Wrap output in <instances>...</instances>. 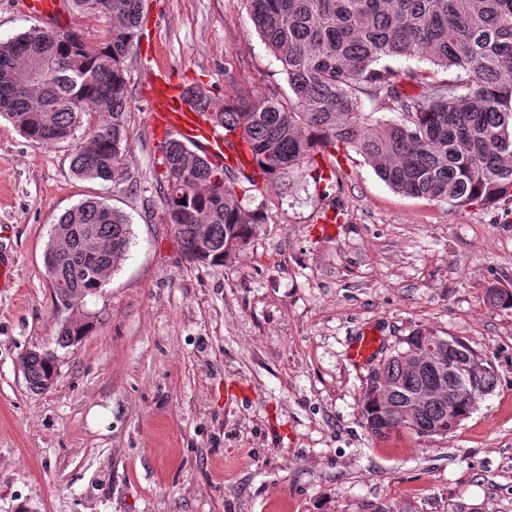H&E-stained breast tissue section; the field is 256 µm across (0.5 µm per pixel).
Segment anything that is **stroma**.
<instances>
[{
  "mask_svg": "<svg viewBox=\"0 0 512 512\" xmlns=\"http://www.w3.org/2000/svg\"><path fill=\"white\" fill-rule=\"evenodd\" d=\"M220 97L272 90L282 66L246 0H146L127 60L130 149L115 183L82 180L72 148L28 142L0 117V512H512V198L460 209L392 190L355 152L319 156L326 188L294 176L252 192L265 222L221 265L188 261L167 224L142 57ZM89 197L131 225L129 252L67 318L43 256L59 217ZM427 329L463 338L498 373L445 436L379 442L346 357L371 330L390 351ZM56 356L54 386L21 358ZM32 355H38L43 359V361L42 360L35 361V360L30 359L31 363H29L27 365V368L30 372V377H31V379L29 381L31 383L30 388L34 389L36 387L38 390H40L41 389L39 386L40 379L43 376L45 377L48 373V367H47L44 359L45 360L53 359L55 361L56 358H55V355L49 351H45L42 354H40V352H38V351H30L24 355L25 360H27V358ZM56 375H57V372L55 369L53 372L49 373L46 378H43L41 380V385H42L41 390L45 391V390L50 389L56 382Z\"/></svg>",
  "mask_w": 512,
  "mask_h": 512,
  "instance_id": "stroma-1",
  "label": "stroma"
}]
</instances>
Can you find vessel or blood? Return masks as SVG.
I'll return each instance as SVG.
<instances>
[{
  "instance_id": "obj_1",
  "label": "vessel or blood",
  "mask_w": 512,
  "mask_h": 512,
  "mask_svg": "<svg viewBox=\"0 0 512 512\" xmlns=\"http://www.w3.org/2000/svg\"><path fill=\"white\" fill-rule=\"evenodd\" d=\"M149 70L151 95L148 121L157 140H164L169 134L175 133L200 144L214 159L240 153L241 147L237 140L225 139L218 128L205 125L197 112L184 101V83L176 80L170 71L157 63H150ZM379 348V338L365 334L350 344L347 358L350 363L361 367L376 357Z\"/></svg>"
}]
</instances>
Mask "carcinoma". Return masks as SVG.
Segmentation results:
<instances>
[{
    "label": "carcinoma",
    "mask_w": 512,
    "mask_h": 512,
    "mask_svg": "<svg viewBox=\"0 0 512 512\" xmlns=\"http://www.w3.org/2000/svg\"><path fill=\"white\" fill-rule=\"evenodd\" d=\"M112 28L90 48L75 31L35 25L0 41V116L31 143L76 140L71 172L114 182L129 151L126 61L142 37L145 0H110ZM251 20L278 59L292 97L218 98L188 86L199 114L247 144V164L219 165L171 137L161 146L164 205L182 249L222 264L245 244L263 211L243 205L237 188L259 191L294 173L332 186L317 155L351 149L395 191L453 208L493 206L512 197V0H248ZM424 57L455 77L398 69ZM421 88L416 95L404 86ZM465 87L468 92L458 93ZM366 96L394 117L359 110ZM73 229L59 266L46 269L58 294L93 295L126 256L129 220L89 198L59 219ZM89 321L59 332L69 346ZM398 341L371 371L361 402L368 424L375 388L406 372Z\"/></svg>",
    "instance_id": "cac0c4a2"
}]
</instances>
